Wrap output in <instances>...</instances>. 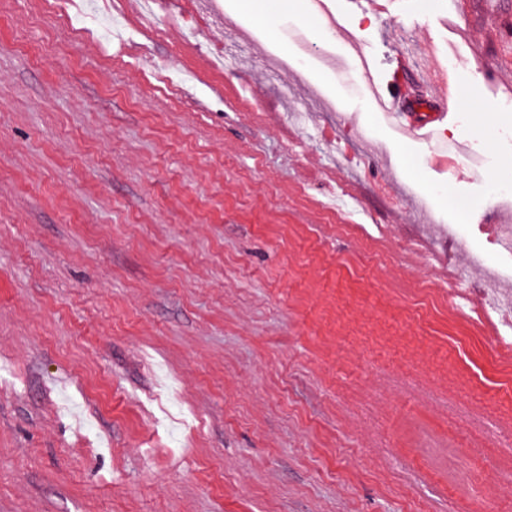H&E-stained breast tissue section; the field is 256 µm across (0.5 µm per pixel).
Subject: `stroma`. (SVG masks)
I'll use <instances>...</instances> for the list:
<instances>
[{
  "label": "stroma",
  "instance_id": "stroma-1",
  "mask_svg": "<svg viewBox=\"0 0 512 512\" xmlns=\"http://www.w3.org/2000/svg\"><path fill=\"white\" fill-rule=\"evenodd\" d=\"M330 6L355 44L309 0H192L152 31L124 0H0V512L492 506L512 352L487 345L498 316L454 310L512 265L491 230L512 208L489 202L512 0ZM321 51L423 112L462 91L438 134L484 175L437 168ZM280 54L313 68L285 99Z\"/></svg>",
  "mask_w": 512,
  "mask_h": 512
}]
</instances>
